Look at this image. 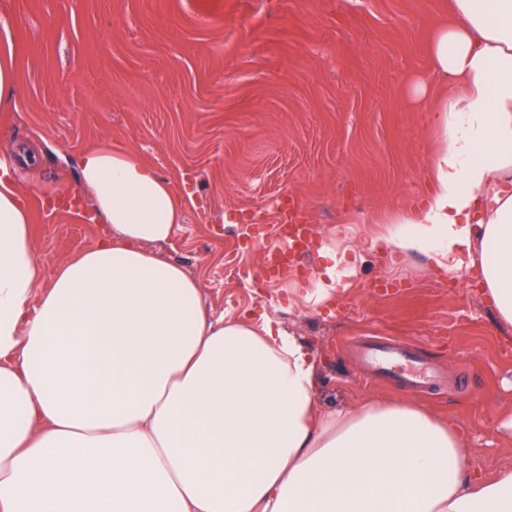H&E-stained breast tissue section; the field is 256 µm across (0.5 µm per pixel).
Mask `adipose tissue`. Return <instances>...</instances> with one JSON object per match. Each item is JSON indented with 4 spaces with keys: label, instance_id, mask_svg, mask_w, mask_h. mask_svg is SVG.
Here are the masks:
<instances>
[{
    "label": "adipose tissue",
    "instance_id": "ef3b65f1",
    "mask_svg": "<svg viewBox=\"0 0 512 512\" xmlns=\"http://www.w3.org/2000/svg\"><path fill=\"white\" fill-rule=\"evenodd\" d=\"M427 56L444 79L421 207L388 240L476 272L512 331V0H449ZM0 161V512H512L458 431L403 401L319 408L315 360L267 313L210 318L164 255L184 202L133 154L77 168L112 229L39 292L29 212ZM306 302L336 296L335 248Z\"/></svg>",
    "mask_w": 512,
    "mask_h": 512
}]
</instances>
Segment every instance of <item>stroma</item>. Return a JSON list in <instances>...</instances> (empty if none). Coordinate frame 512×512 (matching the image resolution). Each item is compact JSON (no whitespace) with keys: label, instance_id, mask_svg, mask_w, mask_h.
I'll return each instance as SVG.
<instances>
[{"label":"stroma","instance_id":"35a3bbf8","mask_svg":"<svg viewBox=\"0 0 512 512\" xmlns=\"http://www.w3.org/2000/svg\"><path fill=\"white\" fill-rule=\"evenodd\" d=\"M448 0H0L20 106L0 112V158L19 200L76 191L79 157L134 152L187 196L157 252L197 280L212 318L256 307L315 358L325 410L405 400L460 434L470 467L512 466V344L460 273L387 244L388 217L420 200L438 145L427 66ZM427 94L409 92L414 82ZM315 231L305 273L261 274L240 216ZM41 287L95 244L97 224L33 215ZM353 272L333 306L305 300L324 261ZM381 334L439 374L426 391L362 377L353 342Z\"/></svg>","mask_w":512,"mask_h":512}]
</instances>
